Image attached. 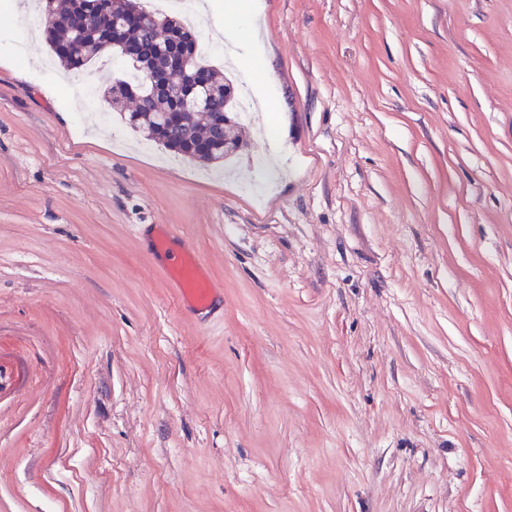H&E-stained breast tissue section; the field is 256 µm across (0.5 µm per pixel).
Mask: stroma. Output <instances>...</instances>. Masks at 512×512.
<instances>
[{
	"label": "stroma",
	"instance_id": "stroma-1",
	"mask_svg": "<svg viewBox=\"0 0 512 512\" xmlns=\"http://www.w3.org/2000/svg\"><path fill=\"white\" fill-rule=\"evenodd\" d=\"M0 0V512H512V0H259L231 178ZM261 57L268 78L242 66ZM190 236L224 301L148 252ZM185 237L165 229L158 232L151 258L179 305L199 315L207 314L217 306L222 288L208 274L196 249L181 244Z\"/></svg>",
	"mask_w": 512,
	"mask_h": 512
}]
</instances>
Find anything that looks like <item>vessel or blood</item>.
Instances as JSON below:
<instances>
[{
  "mask_svg": "<svg viewBox=\"0 0 512 512\" xmlns=\"http://www.w3.org/2000/svg\"><path fill=\"white\" fill-rule=\"evenodd\" d=\"M183 239V234L173 231L158 232L151 258L179 305L203 315L217 306L222 289L206 271L196 249L184 246Z\"/></svg>",
  "mask_w": 512,
  "mask_h": 512,
  "instance_id": "b4317fda",
  "label": "vessel or blood"
}]
</instances>
